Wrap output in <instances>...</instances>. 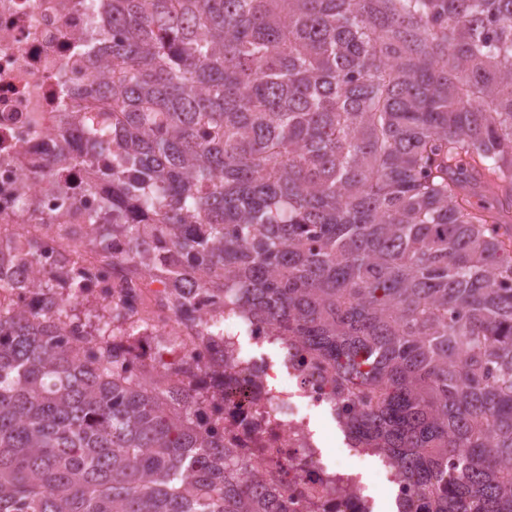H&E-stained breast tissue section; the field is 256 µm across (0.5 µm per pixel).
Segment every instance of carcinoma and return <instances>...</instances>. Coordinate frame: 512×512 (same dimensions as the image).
<instances>
[{"instance_id": "1", "label": "carcinoma", "mask_w": 512, "mask_h": 512, "mask_svg": "<svg viewBox=\"0 0 512 512\" xmlns=\"http://www.w3.org/2000/svg\"><path fill=\"white\" fill-rule=\"evenodd\" d=\"M109 53L73 114L101 259L333 366L417 512H512V0H112ZM79 262L0 307V512H277L121 310L77 313Z\"/></svg>"}]
</instances>
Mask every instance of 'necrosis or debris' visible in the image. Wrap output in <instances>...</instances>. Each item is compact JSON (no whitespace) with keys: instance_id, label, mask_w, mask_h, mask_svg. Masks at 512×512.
<instances>
[{"instance_id":"4bbe7bcc","label":"necrosis or debris","mask_w":512,"mask_h":512,"mask_svg":"<svg viewBox=\"0 0 512 512\" xmlns=\"http://www.w3.org/2000/svg\"><path fill=\"white\" fill-rule=\"evenodd\" d=\"M111 42L112 11L102 0L93 9L87 0H0V224L40 237L39 272L54 269L61 250H85L80 269L98 304L132 288L126 319L145 338L142 356L151 354L149 339H179L164 363L202 368L193 383L210 405L224 407V444L244 464L240 482L275 488L283 512H400L417 502L416 484L386 456L356 447L329 364L303 357L283 330L237 310L225 311L223 336L208 340L199 331L216 299L194 295L193 317L185 319L169 300L170 284L147 274L124 279L88 254L89 217L103 213L108 191L87 188L100 163L81 135L60 143L58 127L63 113L81 111L78 93L95 84ZM36 274L12 267V288L0 303L40 308ZM219 357L220 373L213 369ZM369 473L385 497L371 492Z\"/></svg>"}]
</instances>
